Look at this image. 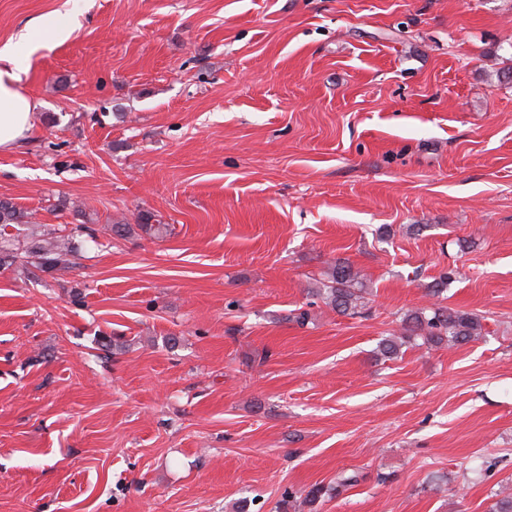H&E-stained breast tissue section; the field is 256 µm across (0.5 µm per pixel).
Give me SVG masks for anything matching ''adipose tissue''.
Here are the masks:
<instances>
[{"mask_svg":"<svg viewBox=\"0 0 512 512\" xmlns=\"http://www.w3.org/2000/svg\"><path fill=\"white\" fill-rule=\"evenodd\" d=\"M25 50H0V149L20 145L33 128L36 102L19 88L27 68Z\"/></svg>","mask_w":512,"mask_h":512,"instance_id":"adipose-tissue-1","label":"adipose tissue"}]
</instances>
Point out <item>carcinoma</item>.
Wrapping results in <instances>:
<instances>
[{"mask_svg": "<svg viewBox=\"0 0 512 512\" xmlns=\"http://www.w3.org/2000/svg\"><path fill=\"white\" fill-rule=\"evenodd\" d=\"M140 229L147 234L161 235L168 231L166 225L154 222L151 213L139 214L136 223L125 220L110 225L112 233L126 237ZM92 235V229L81 221L77 224H34L30 213L18 208L10 199H0V266L15 263L26 271L36 269L49 272L69 267L78 251L76 244ZM365 285L360 273L353 270L346 260L338 259L327 273L322 288L316 295L345 316H354L366 306ZM403 334L410 339L421 336L427 344L455 346L477 339L481 323L478 316L443 306L423 307L406 312L401 320ZM356 475L341 474L336 485L314 487L306 497L316 500L324 494H340L354 485Z\"/></svg>", "mask_w": 512, "mask_h": 512, "instance_id": "carcinoma-1", "label": "carcinoma"}]
</instances>
